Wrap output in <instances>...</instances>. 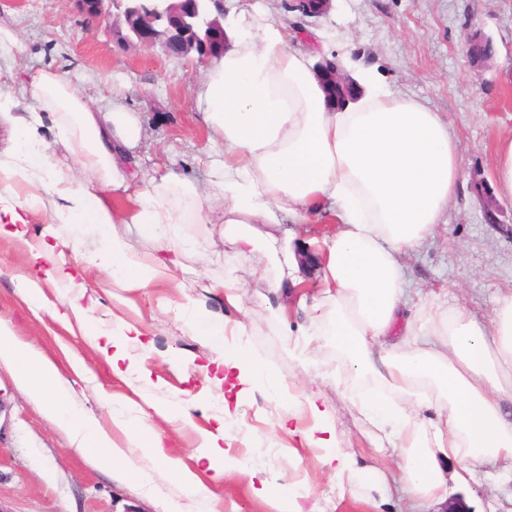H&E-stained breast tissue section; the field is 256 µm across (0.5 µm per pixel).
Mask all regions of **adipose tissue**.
<instances>
[{
  "instance_id": "ef3b65f1",
  "label": "adipose tissue",
  "mask_w": 512,
  "mask_h": 512,
  "mask_svg": "<svg viewBox=\"0 0 512 512\" xmlns=\"http://www.w3.org/2000/svg\"><path fill=\"white\" fill-rule=\"evenodd\" d=\"M286 25L257 24L207 68L197 93L214 140L224 146V175L212 189L176 175L146 190L131 187L126 149L138 130L113 91V103L90 104L74 80L56 69H39L16 84L0 80V122L9 124L0 148V224L26 223L43 211L49 223L86 227L105 244L89 255L125 288H146L172 267L201 256L199 241L181 225L223 223L224 234L246 254L275 250L281 215L305 224L329 211L338 229L319 245V290L310 310L314 335L341 353L356 378L350 400L392 444L403 475L391 484L386 472H364L354 456L331 450L328 415L316 394L305 397L315 421L309 445L324 449L322 465L337 479L358 482L363 474L393 487L418 512L442 498V460L501 463L512 468V424L502 397L512 398V289L500 293L490 325L461 305L432 299L417 321L406 323L388 349L403 296L402 254L432 237L462 183L460 148L439 113L395 95L371 75L361 94L333 105L320 87L313 57L292 48ZM53 123L58 143L42 136ZM118 224L139 225L154 239V253L138 252L114 233ZM82 335L111 367L123 361V343L139 336L130 323L114 327L83 316ZM195 335L222 343L223 364L243 382H262L275 400L291 398L246 346L225 342L240 335L230 320L192 308ZM0 362L11 366L30 396L70 435L76 447L101 453L141 482L150 475L118 448L98 419L70 397L55 365L0 325ZM436 405L438 422L424 425L421 406ZM147 412H113L112 422L131 447L162 455V439L148 428Z\"/></svg>"
}]
</instances>
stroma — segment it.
<instances>
[{"label": "stroma", "mask_w": 512, "mask_h": 512, "mask_svg": "<svg viewBox=\"0 0 512 512\" xmlns=\"http://www.w3.org/2000/svg\"><path fill=\"white\" fill-rule=\"evenodd\" d=\"M0 17L24 42L25 52L14 63L21 79L46 66L58 68L100 106L110 101L113 85H123L122 103L139 129L129 148L140 162L139 187L171 172L205 187L221 178L224 153L213 146L197 100L203 67L168 57L158 46L139 51L126 45L118 37L125 24L117 11L104 29L84 21L71 0H22L17 6L6 0ZM469 37L489 39L490 57L471 61L465 48ZM294 38L312 54L327 45V59L347 60L348 72L375 70L391 92L427 105L447 122L459 142L463 182L435 235L402 257L404 316L412 318L422 300L444 295L449 304L465 305L478 319L489 320L499 292L512 289V235L506 232L512 199L499 198L498 220L490 222L474 186L492 183L495 144L512 133V0H333L326 17L307 20ZM45 227L40 212L29 216L24 238L0 234V324L55 363L73 399L111 431L118 447H126L127 438L112 424L113 409L147 399L174 405L190 397V421L155 414L148 424L163 436L165 454L209 486L212 512H274L252 493L248 477L214 480L208 460L201 458L199 433L213 428L219 414L226 419L227 457L249 460L258 479L297 485L293 512H405V502L371 480L340 487L322 467L321 449L308 445L312 421L300 400L313 391L332 415L335 447L356 451L360 465L400 471L394 453L375 452L371 426L347 400L350 380L335 349L311 344L312 364L330 371L313 380L289 356L285 329L303 317L293 311L284 319L276 316L277 293L253 275L259 266L271 276L280 274L264 251L236 254L223 225L185 224L182 232L201 240V260L173 269L150 287L121 288L107 274L83 270L84 257L102 247L90 234L65 257L73 281H41L51 306L35 311L22 299L18 282L31 274L29 248L43 244ZM324 229L321 223L294 227L291 248L302 259L306 280L289 289L292 308L300 295L315 290V240ZM227 275L244 288L239 305H229L212 288ZM74 298L105 323L123 321L140 329L139 343L126 345L125 354L144 373L143 381L131 385L116 375L84 342L77 320L65 324L53 317L52 306ZM188 306L241 321L245 342L294 385L296 403L282 407L258 384L224 406L232 383L216 364V346L188 328L182 317ZM286 412L291 420L284 431L276 420ZM446 469L449 496H462L472 512H512L511 476L478 466L463 482L459 463ZM151 476L150 487H142L122 467L105 468L96 453L75 448L41 402L23 392L11 367L0 363V512H197L168 471L156 467Z\"/></svg>", "instance_id": "stroma-1"}]
</instances>
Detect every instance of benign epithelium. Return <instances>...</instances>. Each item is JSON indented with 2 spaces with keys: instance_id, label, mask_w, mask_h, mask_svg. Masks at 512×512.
Returning <instances> with one entry per match:
<instances>
[{
  "instance_id": "1",
  "label": "benign epithelium",
  "mask_w": 512,
  "mask_h": 512,
  "mask_svg": "<svg viewBox=\"0 0 512 512\" xmlns=\"http://www.w3.org/2000/svg\"><path fill=\"white\" fill-rule=\"evenodd\" d=\"M76 10L89 22L122 11L126 28L135 37L126 38L142 50L160 43L166 54L184 59L196 54L197 62L209 63L222 54L228 40L224 29V0H73ZM288 11L319 18L329 13L332 0H287ZM318 79L328 98L343 103L356 97L358 86L335 62L316 65Z\"/></svg>"
}]
</instances>
